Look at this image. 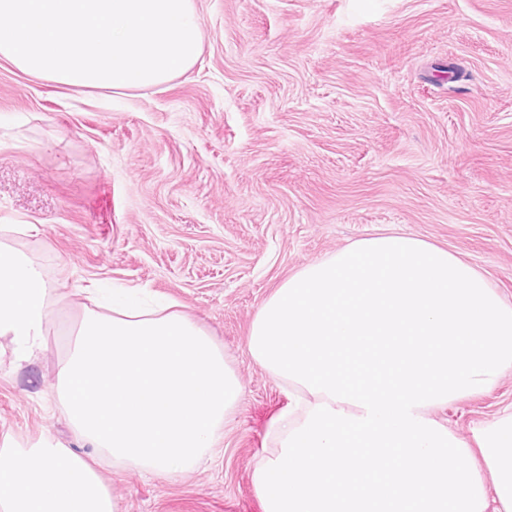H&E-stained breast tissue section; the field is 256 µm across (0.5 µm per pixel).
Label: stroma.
Segmentation results:
<instances>
[{
  "label": "stroma",
  "instance_id": "stroma-1",
  "mask_svg": "<svg viewBox=\"0 0 512 512\" xmlns=\"http://www.w3.org/2000/svg\"><path fill=\"white\" fill-rule=\"evenodd\" d=\"M195 3L202 54L157 87L81 92L0 60V226L58 298L36 365L0 361V448L81 450L57 356L95 288L179 303L243 385L215 457L106 471L121 512H263L253 470L290 392L247 341L304 266L399 231L512 302V0ZM510 406L512 372L434 415L466 438Z\"/></svg>",
  "mask_w": 512,
  "mask_h": 512
}]
</instances>
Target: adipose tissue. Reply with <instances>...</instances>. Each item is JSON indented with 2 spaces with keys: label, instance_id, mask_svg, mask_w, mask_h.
<instances>
[{
  "label": "adipose tissue",
  "instance_id": "adipose-tissue-1",
  "mask_svg": "<svg viewBox=\"0 0 512 512\" xmlns=\"http://www.w3.org/2000/svg\"><path fill=\"white\" fill-rule=\"evenodd\" d=\"M51 288L38 265L0 243V337L8 342L13 371L31 366L48 349Z\"/></svg>",
  "mask_w": 512,
  "mask_h": 512
}]
</instances>
